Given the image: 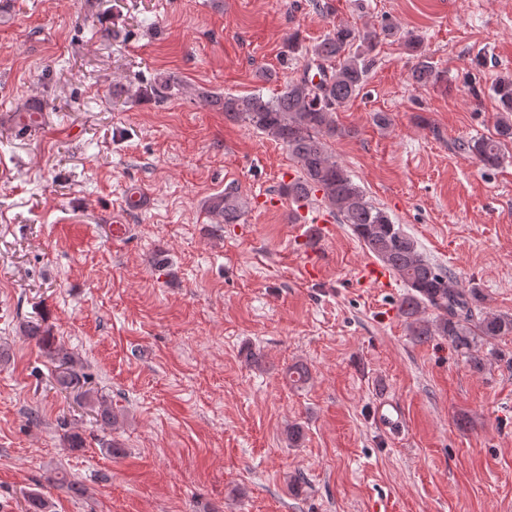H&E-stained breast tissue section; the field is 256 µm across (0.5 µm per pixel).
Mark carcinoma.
I'll list each match as a JSON object with an SVG mask.
<instances>
[{
    "mask_svg": "<svg viewBox=\"0 0 512 512\" xmlns=\"http://www.w3.org/2000/svg\"><path fill=\"white\" fill-rule=\"evenodd\" d=\"M393 29L389 22L361 30L344 24L334 26L323 39L305 49L302 73L288 80L279 95L267 99L260 92L246 96L226 93L224 115L286 146L297 164L298 175L282 186V193L291 200L321 202L349 225L369 253L404 282L408 292L400 312L410 335L419 342L433 336L447 337L480 371L483 359L472 350L484 341L511 336L512 316L482 311L484 295L480 289L462 287L452 273L431 262L384 209L366 198L361 186L329 151L328 140L342 135L336 112L364 89L380 37ZM404 39L417 53L409 81L417 86L447 87V72L419 53L421 40L411 33ZM492 93L500 106L494 134L460 144L461 150L475 156L487 170L503 164L505 150L512 144V76L498 78ZM209 210L223 217L226 224H236L244 215L243 202L233 188L214 197ZM430 308L436 312L433 318L426 315ZM24 333L57 364L58 384L76 390L77 399L94 408L104 429L116 427L117 415L107 400L81 383L78 361L41 324L26 322ZM25 502L24 512H49L48 501L39 493L26 495Z\"/></svg>",
    "mask_w": 512,
    "mask_h": 512,
    "instance_id": "carcinoma-1",
    "label": "carcinoma"
}]
</instances>
